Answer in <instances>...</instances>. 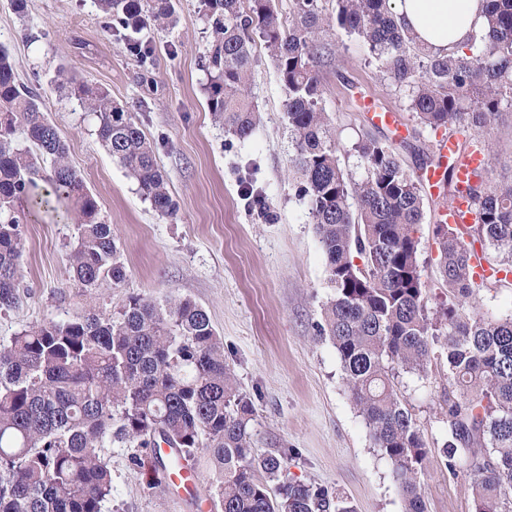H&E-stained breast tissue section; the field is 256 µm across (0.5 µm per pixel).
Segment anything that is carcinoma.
<instances>
[{
	"label": "carcinoma",
	"instance_id": "carcinoma-1",
	"mask_svg": "<svg viewBox=\"0 0 512 512\" xmlns=\"http://www.w3.org/2000/svg\"><path fill=\"white\" fill-rule=\"evenodd\" d=\"M111 23L134 33L165 30L173 0H97ZM214 40L206 59L207 104L228 133L246 139L256 108L246 88L260 38L286 91L293 167L326 258L334 291L318 336L336 348L344 382L375 447L388 458L406 512H428L418 481L425 439L401 399L402 372L424 373L439 354L448 363V469L470 479L475 512H512V317L475 318L461 306L476 290L507 282L472 277L474 247L512 270V182L494 184L490 167L460 189L448 167L446 192H465L475 223L435 226L438 273L448 306L430 314L418 260L424 201L395 151L363 136L353 144L365 176L352 182L321 108L319 67L324 27L319 0H293L283 22L275 0H201ZM485 25L469 46L446 56L420 47L390 0H335L336 26L358 36L389 86L408 100L415 128L464 136L467 149L512 106V0H489ZM70 94L98 121L112 159L138 183L162 217L174 212L155 147L131 115L101 87L67 79ZM45 100L18 81L0 45V310L15 307L25 247L26 200L39 193L42 163L52 164L57 201L73 208L77 243L68 257L73 281L87 291L126 279L112 225L66 160L51 131ZM22 124L27 146L15 142ZM252 402L224 358V341L207 311L184 298L160 303L131 295L114 314L90 310L45 319L0 345V512H103L112 469L101 454L121 443L153 453L155 474L167 445L193 470L211 475L221 512H353L326 486L287 479L288 453L252 448Z\"/></svg>",
	"mask_w": 512,
	"mask_h": 512
}]
</instances>
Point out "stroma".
Segmentation results:
<instances>
[{
	"label": "stroma",
	"mask_w": 512,
	"mask_h": 512,
	"mask_svg": "<svg viewBox=\"0 0 512 512\" xmlns=\"http://www.w3.org/2000/svg\"><path fill=\"white\" fill-rule=\"evenodd\" d=\"M175 9L174 28L139 33L150 50L141 60L127 50L128 31L108 28L94 0H28L23 16L14 12L12 0H0V44L9 49L19 80L44 98L67 161L111 224L126 268L120 287L85 292L67 266L77 241L72 213L24 203L23 286L17 305L0 311V343L47 317L65 319L92 307L113 313L131 295L192 299L222 336L224 357L254 406L255 453L290 450V480L328 486L354 512H404L392 465L375 447L343 383L340 357L316 334L333 290L307 204L297 192L296 145L274 62L263 42H255L258 62L247 87L256 125L251 137L238 139L207 107L204 62L211 29L201 2L176 0ZM321 38L330 48L319 72L321 105L345 172L356 181L364 175L351 149L364 133L391 144L404 167L417 172L431 153L433 133L423 129L397 141L389 129L372 124L356 109V94L374 95L400 111L405 100L388 87L356 35L330 25ZM63 64L78 80L106 89L154 143L174 215L157 214L101 146L95 117L57 88ZM481 136L497 148L493 182H511L512 106L502 105ZM424 202L419 261L434 309L448 301L437 280L433 237L447 202L430 193ZM400 392L427 442L420 482L428 512H474L467 479L448 470L442 454L446 359H432L423 376L403 375ZM103 454L113 485L104 512H215L208 472L197 473L193 499L177 486L152 484L149 465L131 464V449L115 443Z\"/></svg>",
	"instance_id": "35a3bbf8"
}]
</instances>
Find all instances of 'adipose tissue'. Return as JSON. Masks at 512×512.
I'll return each instance as SVG.
<instances>
[{
  "label": "adipose tissue",
  "instance_id": "adipose-tissue-1",
  "mask_svg": "<svg viewBox=\"0 0 512 512\" xmlns=\"http://www.w3.org/2000/svg\"><path fill=\"white\" fill-rule=\"evenodd\" d=\"M399 22L428 49L457 50L484 21L485 0H394Z\"/></svg>",
  "mask_w": 512,
  "mask_h": 512
}]
</instances>
